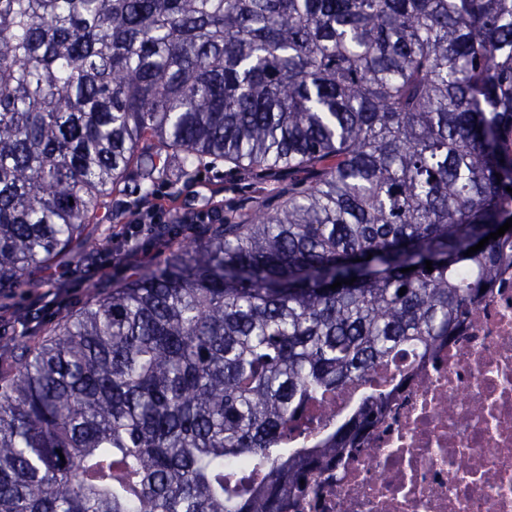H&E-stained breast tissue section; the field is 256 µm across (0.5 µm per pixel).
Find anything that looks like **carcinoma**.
<instances>
[{
    "label": "carcinoma",
    "instance_id": "cac0c4a2",
    "mask_svg": "<svg viewBox=\"0 0 512 512\" xmlns=\"http://www.w3.org/2000/svg\"><path fill=\"white\" fill-rule=\"evenodd\" d=\"M511 137L512 0H0V288L160 145L300 174L0 337V512H300L391 394L291 451L308 414L456 340L512 257L465 255L512 218Z\"/></svg>",
    "mask_w": 512,
    "mask_h": 512
}]
</instances>
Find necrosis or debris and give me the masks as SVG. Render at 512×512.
Listing matches in <instances>:
<instances>
[{"label": "necrosis or debris", "mask_w": 512, "mask_h": 512, "mask_svg": "<svg viewBox=\"0 0 512 512\" xmlns=\"http://www.w3.org/2000/svg\"><path fill=\"white\" fill-rule=\"evenodd\" d=\"M395 386L366 452L334 468L306 512H512V260L456 341L337 389L331 423Z\"/></svg>", "instance_id": "4bbe7bcc"}]
</instances>
